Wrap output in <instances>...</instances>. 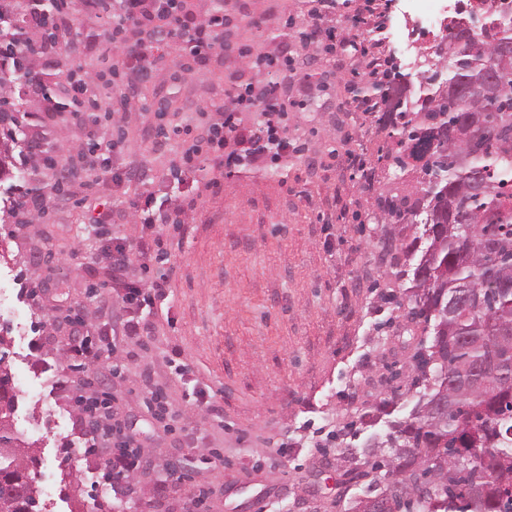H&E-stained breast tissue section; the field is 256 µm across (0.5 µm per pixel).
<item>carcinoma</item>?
I'll use <instances>...</instances> for the list:
<instances>
[{
  "label": "carcinoma",
  "mask_w": 512,
  "mask_h": 512,
  "mask_svg": "<svg viewBox=\"0 0 512 512\" xmlns=\"http://www.w3.org/2000/svg\"><path fill=\"white\" fill-rule=\"evenodd\" d=\"M53 14L59 0H0V124L21 146L6 166L24 172L28 158L56 160L53 146L31 140L12 92L38 82L65 112L77 100L60 96L58 77L37 70L38 42L28 19ZM491 26L472 35L450 22L459 40L444 80L426 79L410 101L395 78L374 84L388 107L377 123L388 142L382 168L418 172L432 152L434 177H417L415 196L378 198L384 220L398 228L405 257L398 278L408 316L431 336L411 357L412 384L423 385L408 418L361 447L384 471L383 487L354 500L350 512H512V97L468 99L449 90L488 75L494 45L512 39V20L493 13ZM15 407L8 374L0 369V446L16 441L7 425ZM30 466L0 451V512H35Z\"/></svg>",
  "instance_id": "carcinoma-1"
}]
</instances>
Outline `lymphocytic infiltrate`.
<instances>
[{
    "instance_id": "1",
    "label": "lymphocytic infiltrate",
    "mask_w": 512,
    "mask_h": 512,
    "mask_svg": "<svg viewBox=\"0 0 512 512\" xmlns=\"http://www.w3.org/2000/svg\"><path fill=\"white\" fill-rule=\"evenodd\" d=\"M83 7L87 14L96 17L105 14L112 18L111 40L93 34L89 37L88 47L100 50L102 56L110 58L116 78L112 85V100L117 111L123 113L130 109L124 79L145 81L153 78L159 69L162 46H178L184 57L182 67L191 73L214 53L217 41L223 38L227 27L224 14L201 10L194 0H83ZM243 108L257 113L259 122L256 126L240 124L238 113ZM287 110V86L273 81L248 86L219 111L206 141L183 144L180 159L190 169L208 162L216 167L259 162L264 153L261 139L282 143L281 119ZM229 139L235 144L230 152L224 149ZM113 148L111 135L94 127L77 145V152L91 154L84 168L89 185H98L111 174ZM129 209L134 223L152 225L153 230L151 234L129 241L117 240L107 254L112 270L111 285L124 289V300L128 304L129 317L123 332L136 336L141 330L139 309L165 300L167 294L164 280L139 284L128 281L126 274L131 260L139 258L145 266L156 260L163 245L164 225L187 223L194 206L179 204L174 209L162 211L156 209L153 195L144 192L130 200ZM94 385V378L86 375L70 381L67 392L80 413L82 426L90 430V448L115 447V454L105 464V480L119 483L146 469L149 460L119 406L110 400L101 408L89 402L87 392Z\"/></svg>"
}]
</instances>
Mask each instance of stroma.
I'll return each mask as SVG.
<instances>
[{"label": "stroma", "mask_w": 512, "mask_h": 512, "mask_svg": "<svg viewBox=\"0 0 512 512\" xmlns=\"http://www.w3.org/2000/svg\"><path fill=\"white\" fill-rule=\"evenodd\" d=\"M384 0H333L318 18L319 0H224L236 17L235 49L213 55L193 76H183L177 51L167 50L155 78L129 95L136 107L127 125L131 142L118 154L121 183L102 182L85 199L79 179L57 182L29 164L27 187L43 193L44 215L30 224L0 223V369L17 397L10 424L36 458V484L51 488L53 512H105L120 502L129 512H195L200 488L220 489L208 512H349L373 490L349 457L346 425L369 421L376 432L407 417L416 399L403 366L424 333L408 326L404 288L382 249L385 225L376 202L392 189L411 193L413 175L394 179L377 171L364 187L347 152L371 160L386 133L364 113L346 107L353 72L368 58L398 64L418 85L425 74L413 54L435 51L413 0L384 12ZM349 32L344 55H329L306 34ZM72 50L43 57L40 68L67 75L90 67L84 45L90 31L105 33L97 18L77 19ZM290 44L291 67L245 69L238 47L275 55ZM287 79L296 99L284 120L288 150L277 175L269 164L235 168L198 180L204 190L184 225H169L167 261L135 278H164L169 297L144 314L142 335L121 330L128 308L121 295L103 294L110 276L101 242L87 227L108 212L111 234L125 238L134 189L173 204L192 181L171 176L181 137H158L160 125L196 126L199 103L223 107L247 80ZM30 138L70 148L84 138L67 112L45 111L38 96L25 97ZM72 308L94 332H117L111 360L72 368L55 328V309ZM186 364L188 379L175 369ZM91 373L122 399L128 423L156 460L134 475L132 494L116 495L103 479L105 456L86 453L88 435L64 386ZM160 390L171 430L159 434L144 403ZM213 396L218 410L192 405L196 392ZM398 396L396 406L383 399ZM218 449L223 467L205 452Z\"/></svg>", "instance_id": "35a3bbf8"}]
</instances>
